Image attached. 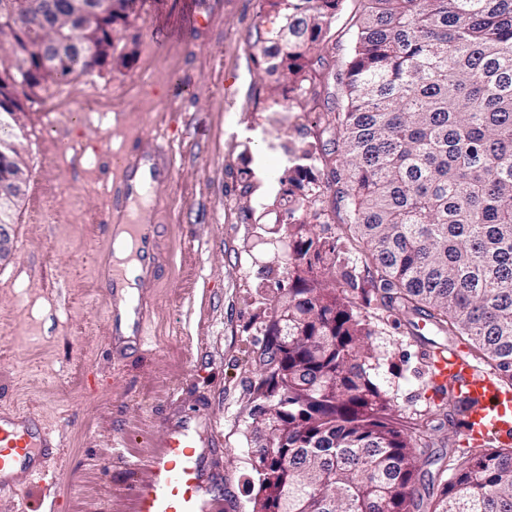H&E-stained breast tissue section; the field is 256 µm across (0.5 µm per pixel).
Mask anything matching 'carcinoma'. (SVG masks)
Returning <instances> with one entry per match:
<instances>
[{"instance_id":"1","label":"carcinoma","mask_w":512,"mask_h":512,"mask_svg":"<svg viewBox=\"0 0 512 512\" xmlns=\"http://www.w3.org/2000/svg\"><path fill=\"white\" fill-rule=\"evenodd\" d=\"M343 2L259 0L273 95L319 108L315 50ZM361 2L334 73L342 105L275 173L288 280L261 329L252 512H409L427 423L406 424L375 381L366 307L458 337L512 384V0ZM144 3L0 0V183L27 182L24 101L106 64ZM441 473L433 512H512V448L450 455Z\"/></svg>"}]
</instances>
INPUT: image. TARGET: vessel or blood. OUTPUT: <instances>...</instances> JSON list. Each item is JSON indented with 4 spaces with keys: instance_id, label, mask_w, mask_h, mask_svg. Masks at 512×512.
I'll return each instance as SVG.
<instances>
[{
    "instance_id": "1",
    "label": "vessel or blood",
    "mask_w": 512,
    "mask_h": 512,
    "mask_svg": "<svg viewBox=\"0 0 512 512\" xmlns=\"http://www.w3.org/2000/svg\"><path fill=\"white\" fill-rule=\"evenodd\" d=\"M150 161L151 183L171 175L170 149L157 137H135L112 156L108 206L102 219L110 244L126 243L136 262L135 279L113 257L98 261L94 277L101 290L129 300V318H113L111 349L121 354L140 348L155 310L146 285L161 278L166 267L155 224L131 206L133 178L142 161ZM432 380L438 390H451L464 402L457 430L463 439L481 441L495 436L512 440V388L491 371L476 366L464 349L439 347L428 354ZM156 453L140 464L124 494L129 512H223L214 492L224 439L207 409L172 405L157 426ZM60 446L39 416L15 408L0 410V492L9 494L22 477L48 469Z\"/></svg>"
}]
</instances>
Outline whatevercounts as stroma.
<instances>
[{
    "mask_svg": "<svg viewBox=\"0 0 512 512\" xmlns=\"http://www.w3.org/2000/svg\"><path fill=\"white\" fill-rule=\"evenodd\" d=\"M192 10L204 27L193 45L155 53L157 22ZM361 10L345 0L320 56L345 59ZM258 12V0H147L114 35L125 65L46 85L26 102L28 180L13 214V255L0 263V405L39 413L62 448L53 487L28 480L0 498V512H27L49 496L56 512H126L127 464L151 454L153 427L175 401L210 407L226 448L224 493L235 512H250L245 422L263 372L256 315L288 275L285 227L275 221L280 186L267 173L287 167L314 121L305 102L286 107L269 96L254 63ZM93 93L103 111H80ZM141 134L159 135L173 156L171 179L153 187L144 212L163 229L170 265L149 288L157 305L146 346L117 358L93 265L105 245L112 154ZM261 203L260 222H242V207ZM379 330L375 380L408 419L430 416L411 512H431L439 468L461 450L436 410L427 359L436 335L406 323Z\"/></svg>",
    "mask_w": 512,
    "mask_h": 512,
    "instance_id": "stroma-1",
    "label": "stroma"
}]
</instances>
